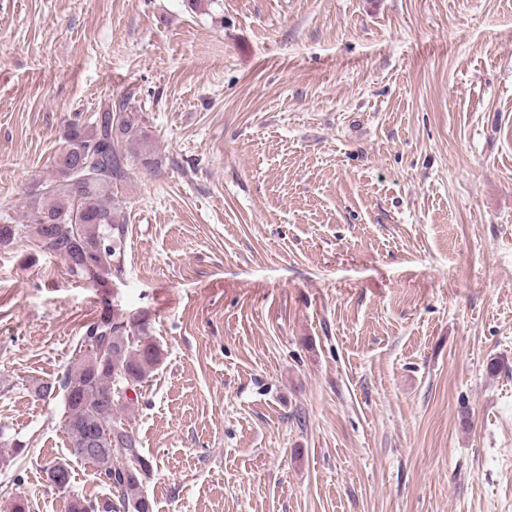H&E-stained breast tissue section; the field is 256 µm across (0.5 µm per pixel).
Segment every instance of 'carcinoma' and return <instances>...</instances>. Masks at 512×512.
Segmentation results:
<instances>
[{"instance_id": "carcinoma-1", "label": "carcinoma", "mask_w": 512, "mask_h": 512, "mask_svg": "<svg viewBox=\"0 0 512 512\" xmlns=\"http://www.w3.org/2000/svg\"><path fill=\"white\" fill-rule=\"evenodd\" d=\"M64 142L51 178L32 191L22 221L0 224V248L27 241L63 260L74 279L105 288L112 274L123 272L125 225L120 218L130 171L157 168L161 158L123 100L71 122ZM148 330L147 320L132 321L106 301L75 346L73 357L81 355L82 361L69 362L56 380L34 385L40 399L62 397L72 454L94 465L110 491L102 501L73 495L67 512H153L145 489L151 462L130 423L117 416L131 401L127 390L142 394L163 360L164 349ZM93 431L97 447L115 452L84 454ZM48 478L65 492L71 470L61 463Z\"/></svg>"}]
</instances>
